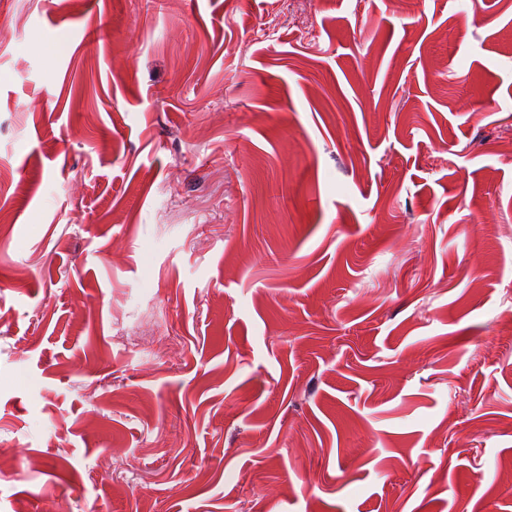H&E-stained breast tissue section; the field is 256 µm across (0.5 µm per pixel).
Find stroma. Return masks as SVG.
Returning <instances> with one entry per match:
<instances>
[{
	"instance_id": "stroma-1",
	"label": "stroma",
	"mask_w": 512,
	"mask_h": 512,
	"mask_svg": "<svg viewBox=\"0 0 512 512\" xmlns=\"http://www.w3.org/2000/svg\"><path fill=\"white\" fill-rule=\"evenodd\" d=\"M512 0H0V512H512Z\"/></svg>"
}]
</instances>
